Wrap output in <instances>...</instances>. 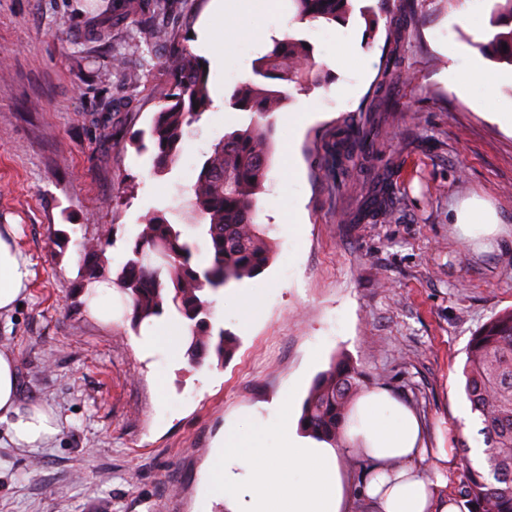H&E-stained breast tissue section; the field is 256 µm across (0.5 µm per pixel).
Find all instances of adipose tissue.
Here are the masks:
<instances>
[{
  "instance_id": "1",
  "label": "adipose tissue",
  "mask_w": 512,
  "mask_h": 512,
  "mask_svg": "<svg viewBox=\"0 0 512 512\" xmlns=\"http://www.w3.org/2000/svg\"><path fill=\"white\" fill-rule=\"evenodd\" d=\"M17 225L0 224V312L14 308L30 283V262L17 244ZM18 375L13 357L0 351V423L9 442L42 448L59 432L53 411L33 403L19 409ZM293 402L273 410L279 447L269 452L261 433L228 436L211 460L208 490L231 501L232 512H347L348 497L337 449L318 446L298 434L291 420ZM346 442L371 464L360 496L371 512H457L448 499L445 477L455 466V449H438L427 460L417 416L387 393L371 391L352 406ZM435 463L438 474L423 471ZM246 464L247 475L235 467Z\"/></svg>"
}]
</instances>
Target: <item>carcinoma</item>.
<instances>
[{
    "label": "carcinoma",
    "instance_id": "obj_1",
    "mask_svg": "<svg viewBox=\"0 0 512 512\" xmlns=\"http://www.w3.org/2000/svg\"><path fill=\"white\" fill-rule=\"evenodd\" d=\"M292 21L347 24L352 0H290ZM171 0H112L109 10L89 18L88 35L107 37L125 20L152 10L163 14ZM490 39L479 43L487 56L512 63V0H495ZM272 47L255 59L252 76L241 81L224 101L247 114L249 122L224 134L204 153V161L190 187L192 205L205 221L210 253L208 266L192 264L194 246L162 210L143 215L126 261L112 280L131 307V322L139 328L164 313L178 315L187 325L188 363L209 359L222 363L231 357L235 338L214 330L206 291L216 292L261 274L271 259V247L258 223L257 195L267 179L271 162L270 116L283 108L291 91H306L326 79L316 69L307 41L288 33L272 39ZM507 49H502V44ZM173 92L154 113L149 127L153 168L165 172L175 166L188 128L199 122L211 105L208 77L201 58L185 47L173 48L169 62ZM357 147L347 132L342 149L326 162L337 167ZM109 235L82 244L83 263L77 283L88 295L102 277ZM464 393L483 435V463L476 468L462 457L457 490L460 512H512V309L491 318L471 339L463 368ZM363 373L339 360L314 382L304 400L300 427L319 442L340 445L350 405L361 392Z\"/></svg>",
    "mask_w": 512,
    "mask_h": 512
}]
</instances>
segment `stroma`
<instances>
[{"instance_id": "35a3bbf8", "label": "stroma", "mask_w": 512, "mask_h": 512, "mask_svg": "<svg viewBox=\"0 0 512 512\" xmlns=\"http://www.w3.org/2000/svg\"><path fill=\"white\" fill-rule=\"evenodd\" d=\"M102 0H0V221L19 225L31 261L28 295L0 314V350L16 361L21 405L40 402L60 431L44 448L0 442V512H229L212 497L207 470L228 431L259 429L287 397L303 402L332 361L349 359L418 415L428 448L458 438L479 447L463 390L472 337L512 308V81L467 48L488 40L492 0H391L417 26L379 24L366 41L356 0L347 26L292 22L288 0L227 13L223 69H208L213 104L186 135L177 165L154 173L133 146L170 92L169 42L202 59L200 24L212 0H176L167 16H136L102 42L85 21ZM245 22L262 40L237 34ZM291 32L313 48L330 81L293 94L272 116L273 164L258 196L272 259L259 276L211 296L215 326L237 338L224 363L197 369L164 352L137 351L131 310L113 293V318L96 317L76 275L81 243L112 231L104 279L115 278L141 217L165 211L209 262L204 225L190 204L203 154L247 124L224 97L250 76L272 38ZM125 66L108 84L114 54ZM401 61L404 77L387 70ZM313 102L318 120L297 127L285 113ZM362 146L341 169L324 158L345 124ZM494 207V234L464 236L462 201ZM394 203L393 217L378 207ZM302 206L295 228L273 201Z\"/></svg>"}]
</instances>
